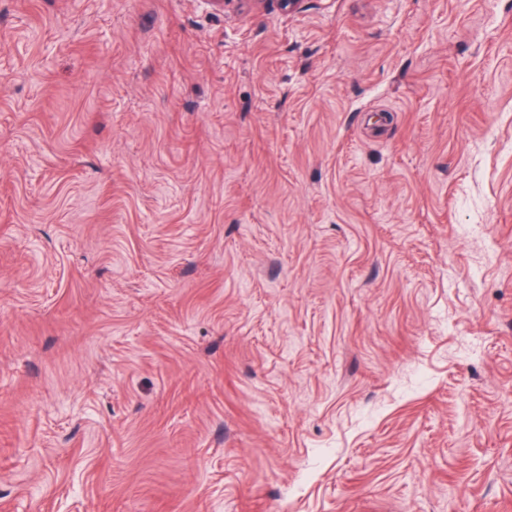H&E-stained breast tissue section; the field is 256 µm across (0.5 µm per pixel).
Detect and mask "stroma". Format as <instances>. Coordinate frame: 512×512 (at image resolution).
<instances>
[{
  "mask_svg": "<svg viewBox=\"0 0 512 512\" xmlns=\"http://www.w3.org/2000/svg\"><path fill=\"white\" fill-rule=\"evenodd\" d=\"M0 512H512V0H0Z\"/></svg>",
  "mask_w": 512,
  "mask_h": 512,
  "instance_id": "obj_1",
  "label": "stroma"
}]
</instances>
